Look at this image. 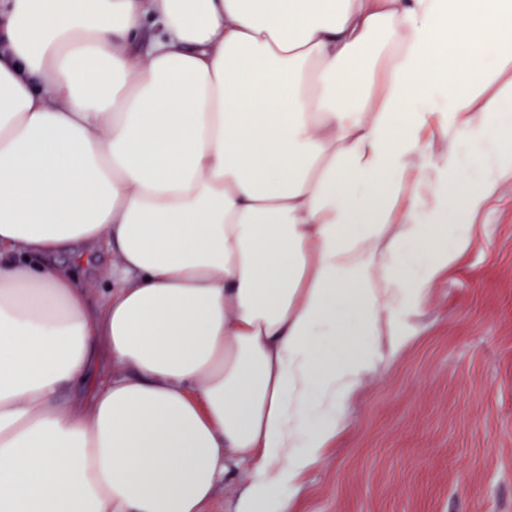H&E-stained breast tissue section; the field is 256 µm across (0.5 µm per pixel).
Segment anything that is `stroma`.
I'll list each match as a JSON object with an SVG mask.
<instances>
[{"instance_id": "obj_1", "label": "stroma", "mask_w": 512, "mask_h": 512, "mask_svg": "<svg viewBox=\"0 0 512 512\" xmlns=\"http://www.w3.org/2000/svg\"><path fill=\"white\" fill-rule=\"evenodd\" d=\"M293 512H512V179L346 411Z\"/></svg>"}]
</instances>
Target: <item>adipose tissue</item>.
<instances>
[{"mask_svg": "<svg viewBox=\"0 0 512 512\" xmlns=\"http://www.w3.org/2000/svg\"><path fill=\"white\" fill-rule=\"evenodd\" d=\"M511 30L512 0H0V512H208L242 466L234 512H291L512 177ZM101 250L95 301L57 259ZM479 145L465 137L448 138V153L454 163L467 170L473 179L480 180L484 176L483 169L478 165Z\"/></svg>", "mask_w": 512, "mask_h": 512, "instance_id": "ef3b65f1", "label": "adipose tissue"}]
</instances>
